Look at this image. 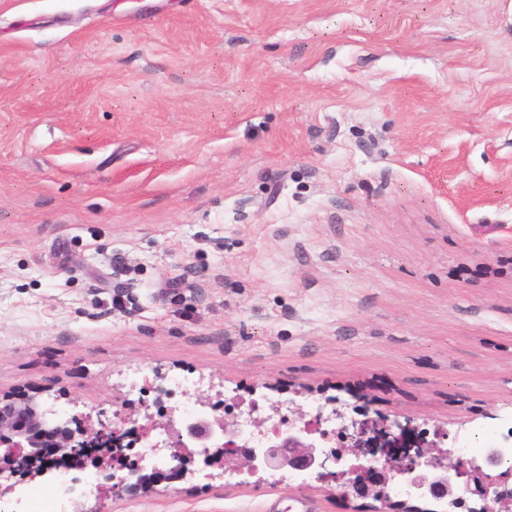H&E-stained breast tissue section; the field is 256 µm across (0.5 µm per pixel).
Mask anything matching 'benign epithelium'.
<instances>
[{
  "label": "benign epithelium",
  "mask_w": 512,
  "mask_h": 512,
  "mask_svg": "<svg viewBox=\"0 0 512 512\" xmlns=\"http://www.w3.org/2000/svg\"><path fill=\"white\" fill-rule=\"evenodd\" d=\"M166 438L175 468L187 474L184 460L197 448H210L206 464L223 472L307 471L325 480V471L346 460L351 454L364 458L377 448L383 453L380 465L361 464L349 473L335 476L336 489L353 492L360 498L372 497L390 505V512H420L403 501L392 502L389 484L402 476L414 488L417 499L448 500L457 504L461 498L455 491L464 483L470 494L483 501V512H504L512 502V471L502 469L504 460L512 457V430L503 440L487 446L481 458H462L434 441L418 437L407 425L368 415L351 421L341 434L336 448L328 451L308 428L288 426L272 432L260 448H251L242 437L235 419L210 416L204 412L179 420L158 422ZM128 433L118 427L94 423L89 414H76L55 423L45 421L40 403L29 398L0 407V474L17 478L8 487L64 468L67 460L83 458L87 465L104 475L107 495L122 496L144 492L148 486L131 483L119 472L128 469L120 454ZM420 448L427 458L423 468L412 465L407 449ZM45 448L54 452L47 454Z\"/></svg>",
  "instance_id": "7a95c632"
}]
</instances>
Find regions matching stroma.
<instances>
[{"label":"stroma","instance_id":"35a3bbf8","mask_svg":"<svg viewBox=\"0 0 512 512\" xmlns=\"http://www.w3.org/2000/svg\"><path fill=\"white\" fill-rule=\"evenodd\" d=\"M173 377L512 418V0H0V400ZM190 468L103 512L379 506Z\"/></svg>","mask_w":512,"mask_h":512}]
</instances>
